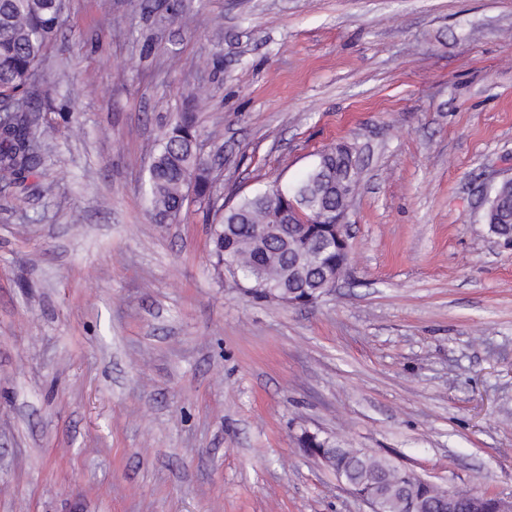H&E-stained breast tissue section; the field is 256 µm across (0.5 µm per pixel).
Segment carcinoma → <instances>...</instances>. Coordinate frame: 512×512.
Returning <instances> with one entry per match:
<instances>
[{
    "instance_id": "obj_1",
    "label": "carcinoma",
    "mask_w": 512,
    "mask_h": 512,
    "mask_svg": "<svg viewBox=\"0 0 512 512\" xmlns=\"http://www.w3.org/2000/svg\"><path fill=\"white\" fill-rule=\"evenodd\" d=\"M63 0H0V93L16 100L0 116V180L17 183L36 169L44 153L45 132L28 112L22 97L46 47L62 24ZM194 112H183L159 143L149 167L148 200L155 223L169 224L185 206L187 180L200 200L212 194L208 162L198 156ZM359 171L352 149L338 144L323 151L307 175L288 188L275 182L228 207L214 211L211 232L216 265L249 295L266 297L265 289L318 288L325 275L349 259L350 245L331 230L345 215L355 194ZM306 217L290 224L295 209ZM484 219L498 239L512 241V179L500 183L485 202ZM311 451L328 459L337 477L359 497L377 494L382 482L407 477L418 494L440 510L439 491L405 470L339 441L317 436L305 440Z\"/></svg>"
}]
</instances>
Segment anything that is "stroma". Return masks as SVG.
Segmentation results:
<instances>
[{
  "label": "stroma",
  "mask_w": 512,
  "mask_h": 512,
  "mask_svg": "<svg viewBox=\"0 0 512 512\" xmlns=\"http://www.w3.org/2000/svg\"><path fill=\"white\" fill-rule=\"evenodd\" d=\"M0 183V512H370L301 443L512 500V0H67ZM196 112L210 202L144 178ZM357 151L351 252L306 305L219 275L209 206ZM484 219L490 232L512 243V179L500 183L485 202Z\"/></svg>",
  "instance_id": "1"
}]
</instances>
